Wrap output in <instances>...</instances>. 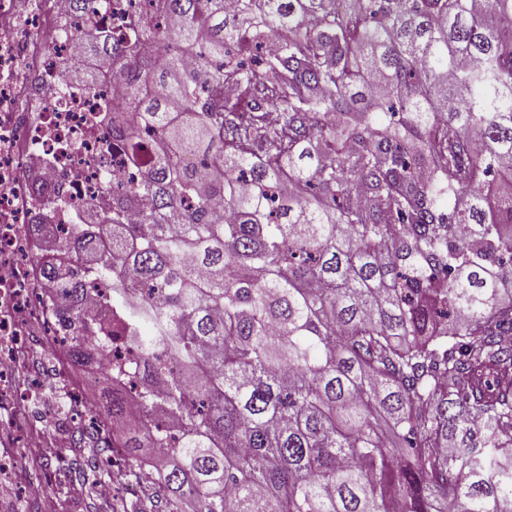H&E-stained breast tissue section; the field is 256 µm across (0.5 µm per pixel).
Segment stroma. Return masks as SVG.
<instances>
[{"mask_svg": "<svg viewBox=\"0 0 512 512\" xmlns=\"http://www.w3.org/2000/svg\"><path fill=\"white\" fill-rule=\"evenodd\" d=\"M44 337H32L29 351L34 366L21 384L36 380L44 408L61 410V424L53 430L35 424L27 407L0 416V451L21 459L22 464L0 479V512H123L129 501H145L148 489L121 492L112 499H100L79 476L90 470L100 454L96 448L75 447L68 408L70 392H77L82 405L98 403L111 390L112 380L98 375L95 383L75 387L72 367L51 360L44 348ZM28 484L42 485L46 494L40 499L23 497Z\"/></svg>", "mask_w": 512, "mask_h": 512, "instance_id": "35a3bbf8", "label": "stroma"}]
</instances>
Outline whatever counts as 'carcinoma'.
I'll list each match as a JSON object with an SVG mask.
<instances>
[{
  "label": "carcinoma",
  "mask_w": 512,
  "mask_h": 512,
  "mask_svg": "<svg viewBox=\"0 0 512 512\" xmlns=\"http://www.w3.org/2000/svg\"><path fill=\"white\" fill-rule=\"evenodd\" d=\"M78 40L147 162L46 269L72 366L128 350L79 436L143 406L98 471L149 463L164 512H512V0H157Z\"/></svg>",
  "instance_id": "obj_1"
}]
</instances>
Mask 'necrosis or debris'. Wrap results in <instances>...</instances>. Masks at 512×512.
<instances>
[{
    "label": "necrosis or debris",
    "mask_w": 512,
    "mask_h": 512,
    "mask_svg": "<svg viewBox=\"0 0 512 512\" xmlns=\"http://www.w3.org/2000/svg\"><path fill=\"white\" fill-rule=\"evenodd\" d=\"M83 24L70 0H38L30 11L0 0V403L32 396L13 383L30 321L55 331L42 272L49 253L29 223L53 210L67 237L78 209L109 207L113 173L140 180L104 119L106 101L125 98L128 86L116 77L94 87L65 79L82 51L60 28Z\"/></svg>",
    "instance_id": "1"
}]
</instances>
